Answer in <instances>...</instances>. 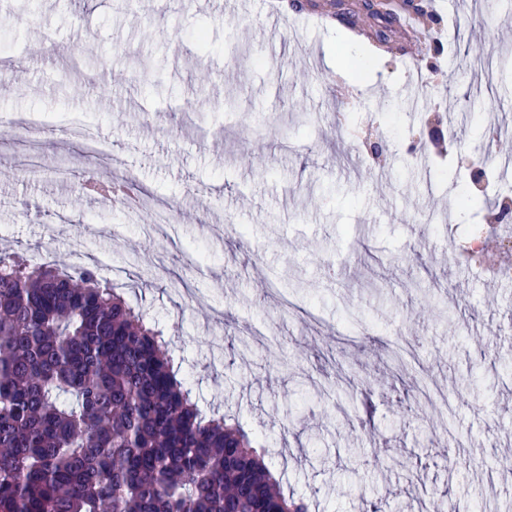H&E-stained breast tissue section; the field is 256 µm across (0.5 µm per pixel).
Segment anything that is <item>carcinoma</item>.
<instances>
[{"instance_id":"1","label":"carcinoma","mask_w":512,"mask_h":512,"mask_svg":"<svg viewBox=\"0 0 512 512\" xmlns=\"http://www.w3.org/2000/svg\"><path fill=\"white\" fill-rule=\"evenodd\" d=\"M379 43L428 6L334 3ZM163 334L89 268L0 254V512H309Z\"/></svg>"}]
</instances>
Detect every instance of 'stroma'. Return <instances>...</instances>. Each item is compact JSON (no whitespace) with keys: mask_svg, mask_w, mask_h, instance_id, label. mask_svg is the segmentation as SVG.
Instances as JSON below:
<instances>
[{"mask_svg":"<svg viewBox=\"0 0 512 512\" xmlns=\"http://www.w3.org/2000/svg\"><path fill=\"white\" fill-rule=\"evenodd\" d=\"M268 2L0 0V116L49 119L35 140L0 137V252L109 255L194 398L270 448L310 512L424 494L512 512V278L449 251L499 232L455 208L472 167L512 199L489 140L512 136V0H429L432 70L399 57L402 37L382 49L319 22L333 0H297L274 28ZM364 52L374 70L351 74ZM72 119L109 143L106 173L139 185L141 214L82 195L98 159L62 134ZM449 134L457 149L433 151ZM256 328L265 346L244 348Z\"/></svg>","mask_w":512,"mask_h":512,"instance_id":"obj_1","label":"stroma"}]
</instances>
